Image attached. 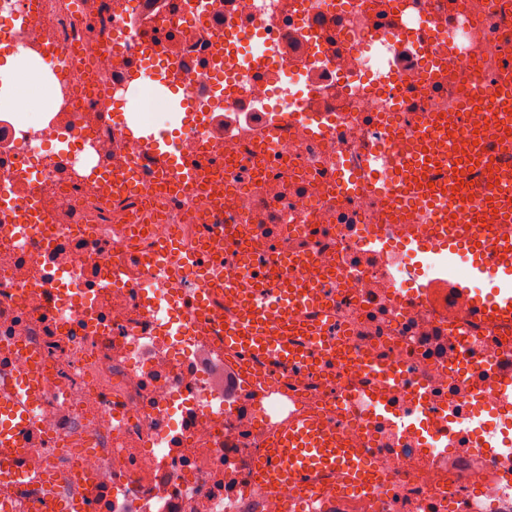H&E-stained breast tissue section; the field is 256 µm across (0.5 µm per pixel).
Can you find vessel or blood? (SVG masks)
Masks as SVG:
<instances>
[{"label": "vessel or blood", "mask_w": 512, "mask_h": 512, "mask_svg": "<svg viewBox=\"0 0 512 512\" xmlns=\"http://www.w3.org/2000/svg\"><path fill=\"white\" fill-rule=\"evenodd\" d=\"M478 101L479 120L512 124L511 78L496 84ZM448 132L442 122H426L413 148L397 159L395 172L386 180L387 186L400 203L431 205L436 231L449 253L464 249L472 255L469 281L512 277V236L505 234L490 241L483 231L484 225L505 223V215L492 212L490 198L480 188L463 185L460 172L471 160L456 156L448 148ZM140 141L146 147V160L162 156L154 146V135L141 136ZM165 159L167 169L180 173L186 184L205 165L203 159L187 155H170ZM450 293L466 302L483 320L512 318V291L484 296L467 284L458 283ZM247 294L235 321L224 326L225 344L246 359L262 355L302 366V353L288 348L282 338L288 333L286 318L290 312L318 302L316 288L298 272L276 283L248 289ZM270 296L283 316L277 324L268 319L265 300ZM32 386L33 369L23 363L15 369L7 393L0 396V478L17 485L23 484L28 475L21 462L23 451L16 448L15 441L20 432L35 425L28 407ZM336 470L346 476V491L369 492L376 486L365 456L345 447L337 431L311 420L298 422L282 433L261 464L266 488L284 491L299 486L311 498L316 495L317 477Z\"/></svg>", "instance_id": "1"}]
</instances>
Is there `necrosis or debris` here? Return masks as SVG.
Masks as SVG:
<instances>
[{"mask_svg": "<svg viewBox=\"0 0 512 512\" xmlns=\"http://www.w3.org/2000/svg\"><path fill=\"white\" fill-rule=\"evenodd\" d=\"M0 0V45L36 53L56 80L51 111L13 100L0 162V374L24 351L42 377L21 433L30 481L0 484V512H43L41 474L91 512H491L512 502V404L495 394L512 321L469 305L413 303L431 215L396 212L377 153L413 145L422 115L461 111L512 62V0ZM280 69L252 73L247 56ZM176 64L185 105L162 129L174 154L215 175L166 187L126 134L123 72ZM249 113L225 137L211 113ZM492 167L512 168V133L483 124ZM65 145L71 164L55 157ZM492 167L463 173L512 210ZM136 181L132 195L115 192ZM48 224L19 238L33 211ZM201 253L224 278L209 311L186 297ZM330 297L296 312L334 351L295 335L310 363L240 361L224 343L244 289L291 275ZM237 365L236 399L211 408L202 353ZM300 418L337 427L379 486L344 494L321 477L257 493L267 445Z\"/></svg>", "mask_w": 512, "mask_h": 512, "instance_id": "1", "label": "necrosis or debris"}]
</instances>
